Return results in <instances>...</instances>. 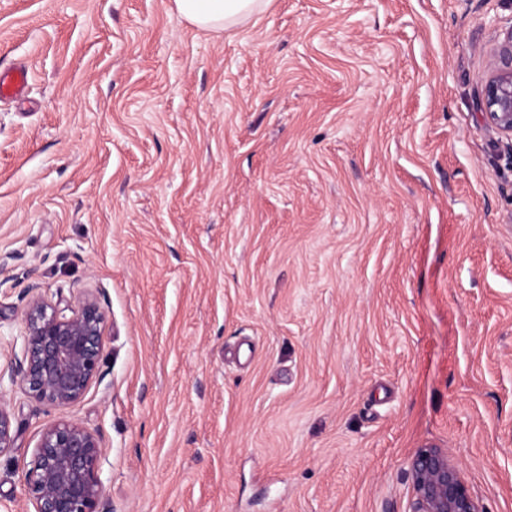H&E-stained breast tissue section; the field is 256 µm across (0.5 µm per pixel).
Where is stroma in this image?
Returning <instances> with one entry per match:
<instances>
[{"mask_svg": "<svg viewBox=\"0 0 512 512\" xmlns=\"http://www.w3.org/2000/svg\"><path fill=\"white\" fill-rule=\"evenodd\" d=\"M512 0H0V368L27 288L105 313L57 410L6 396L0 512L46 428L111 512H410L447 452L512 512V138L478 103ZM175 9L201 31H231L263 13L271 0H173ZM28 85V69L19 66L7 72H0V98L21 96Z\"/></svg>", "mask_w": 512, "mask_h": 512, "instance_id": "stroma-1", "label": "stroma"}]
</instances>
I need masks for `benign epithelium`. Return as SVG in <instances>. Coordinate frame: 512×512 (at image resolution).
<instances>
[{"label":"benign epithelium","mask_w":512,"mask_h":512,"mask_svg":"<svg viewBox=\"0 0 512 512\" xmlns=\"http://www.w3.org/2000/svg\"><path fill=\"white\" fill-rule=\"evenodd\" d=\"M484 122L512 137V31L490 68L480 97ZM23 311L21 355L0 370V453L14 435L4 381L33 399L64 410L78 402L94 379L103 351L105 314L85 295L60 309L33 293ZM103 449L96 434L61 420L48 427L25 473L35 512H105L98 473ZM414 489L411 512H483L464 484L459 468L438 448H421L409 462Z\"/></svg>","instance_id":"1"}]
</instances>
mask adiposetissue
Instances as JSON below:
<instances>
[{
  "label": "adipose tissue",
  "instance_id": "ef3b65f1",
  "mask_svg": "<svg viewBox=\"0 0 512 512\" xmlns=\"http://www.w3.org/2000/svg\"><path fill=\"white\" fill-rule=\"evenodd\" d=\"M175 9L201 31H231L263 13L271 0H173Z\"/></svg>",
  "mask_w": 512,
  "mask_h": 512
}]
</instances>
